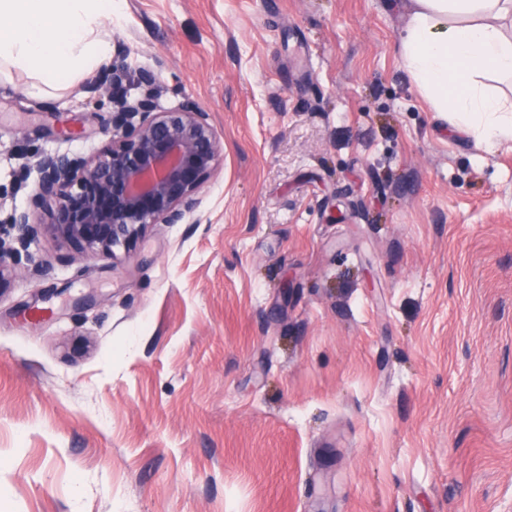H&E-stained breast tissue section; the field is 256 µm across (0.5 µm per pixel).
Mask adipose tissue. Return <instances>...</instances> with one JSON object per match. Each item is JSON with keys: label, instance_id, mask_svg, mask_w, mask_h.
Here are the masks:
<instances>
[{"label": "adipose tissue", "instance_id": "1", "mask_svg": "<svg viewBox=\"0 0 512 512\" xmlns=\"http://www.w3.org/2000/svg\"><path fill=\"white\" fill-rule=\"evenodd\" d=\"M114 0H0V76L64 90L112 58ZM401 58L432 111L491 147L512 143V0H412Z\"/></svg>", "mask_w": 512, "mask_h": 512}]
</instances>
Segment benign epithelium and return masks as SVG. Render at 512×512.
<instances>
[{
    "instance_id": "7a95c632",
    "label": "benign epithelium",
    "mask_w": 512,
    "mask_h": 512,
    "mask_svg": "<svg viewBox=\"0 0 512 512\" xmlns=\"http://www.w3.org/2000/svg\"><path fill=\"white\" fill-rule=\"evenodd\" d=\"M124 65L93 87L112 97L109 143L94 156L42 152L22 165L39 179L28 205L0 220V292L16 272L13 259L29 253L26 234L42 211L50 228L80 254L115 258L130 252L155 224H180L193 213L198 193L224 159L210 113L195 104L159 109L158 76L140 74L143 92H125Z\"/></svg>"
}]
</instances>
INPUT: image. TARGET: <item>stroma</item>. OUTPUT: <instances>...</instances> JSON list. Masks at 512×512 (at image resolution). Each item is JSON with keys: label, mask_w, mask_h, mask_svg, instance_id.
<instances>
[{"label": "stroma", "mask_w": 512, "mask_h": 512, "mask_svg": "<svg viewBox=\"0 0 512 512\" xmlns=\"http://www.w3.org/2000/svg\"><path fill=\"white\" fill-rule=\"evenodd\" d=\"M409 18L121 0L103 35L129 94L158 73L224 160L130 255L29 225L0 295V512H512V147L432 112ZM105 76L0 87L6 206L38 181L22 158L107 145Z\"/></svg>", "instance_id": "1"}]
</instances>
